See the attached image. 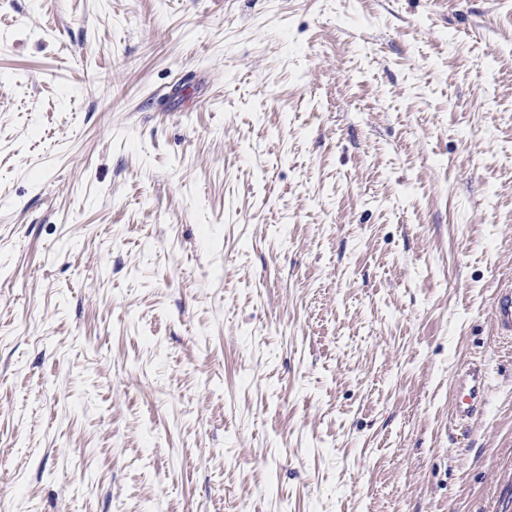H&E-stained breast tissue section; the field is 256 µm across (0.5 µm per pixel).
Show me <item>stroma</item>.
I'll use <instances>...</instances> for the list:
<instances>
[{
	"label": "stroma",
	"mask_w": 512,
	"mask_h": 512,
	"mask_svg": "<svg viewBox=\"0 0 512 512\" xmlns=\"http://www.w3.org/2000/svg\"><path fill=\"white\" fill-rule=\"evenodd\" d=\"M506 286L512 0H0V512H512ZM491 317L497 332L503 338L512 335V289L501 288L493 299L491 305ZM455 398L452 399L450 419L459 426L483 415L488 407L489 376L485 366L473 362L457 372Z\"/></svg>",
	"instance_id": "35a3bbf8"
}]
</instances>
